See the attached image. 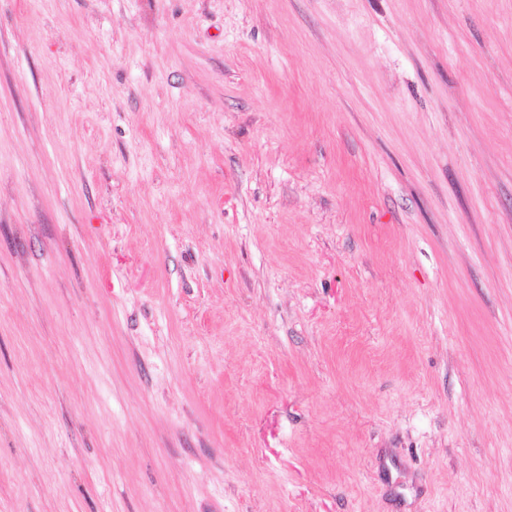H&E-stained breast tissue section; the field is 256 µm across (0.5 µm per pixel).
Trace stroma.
I'll return each mask as SVG.
<instances>
[{
  "label": "stroma",
  "instance_id": "35a3bbf8",
  "mask_svg": "<svg viewBox=\"0 0 512 512\" xmlns=\"http://www.w3.org/2000/svg\"><path fill=\"white\" fill-rule=\"evenodd\" d=\"M0 512H512V0H0Z\"/></svg>",
  "mask_w": 512,
  "mask_h": 512
}]
</instances>
